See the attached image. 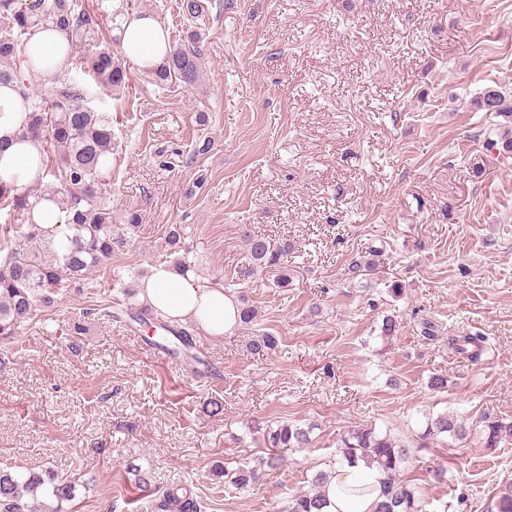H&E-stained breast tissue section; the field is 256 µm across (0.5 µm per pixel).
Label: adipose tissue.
I'll use <instances>...</instances> for the list:
<instances>
[{"label": "adipose tissue", "instance_id": "1", "mask_svg": "<svg viewBox=\"0 0 512 512\" xmlns=\"http://www.w3.org/2000/svg\"><path fill=\"white\" fill-rule=\"evenodd\" d=\"M114 32L123 56L140 68L157 67L169 53L167 32L151 14L117 18ZM27 112L16 87H0V182L16 188L47 181L38 144L21 135ZM139 289L141 299L165 317L195 321L211 337L231 333L239 322V304L231 294L164 264L152 267ZM380 478L376 468L362 463L337 467L326 486V512H372L370 490Z\"/></svg>", "mask_w": 512, "mask_h": 512}]
</instances>
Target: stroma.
I'll return each mask as SVG.
<instances>
[{
  "label": "stroma",
  "mask_w": 512,
  "mask_h": 512,
  "mask_svg": "<svg viewBox=\"0 0 512 512\" xmlns=\"http://www.w3.org/2000/svg\"><path fill=\"white\" fill-rule=\"evenodd\" d=\"M202 3L192 20L181 0H104L96 13L100 45L122 15H154L175 44L197 33L198 77L157 83L130 62L124 87L92 88L118 139L104 173L112 221L135 211L140 227L0 346V467L75 482L64 512H156L182 486L204 512H282L315 472L335 471L343 430L408 440L447 410L467 437L413 452L402 475L426 512H490L512 489V440L483 437L485 422L512 423V157L485 150L505 121L475 98L512 91V0ZM172 224L186 227L193 278L257 309L224 337L197 333L193 361L131 322L121 291L168 262ZM246 229L290 244V287L247 275ZM373 247L374 275L355 277ZM387 315L399 326L384 338ZM475 332L488 339L480 361L449 349ZM265 333L276 347L253 353ZM439 373L443 392L429 386ZM254 421L311 428L312 443L227 490L216 470L267 452Z\"/></svg>",
  "instance_id": "1"
}]
</instances>
